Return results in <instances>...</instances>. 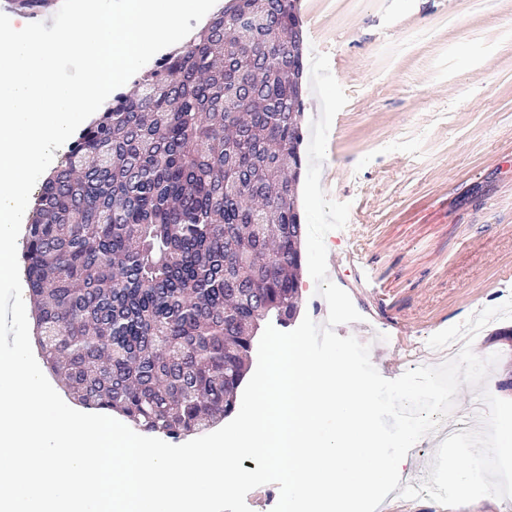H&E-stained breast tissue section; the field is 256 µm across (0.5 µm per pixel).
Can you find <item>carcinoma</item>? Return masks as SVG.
Segmentation results:
<instances>
[{
	"label": "carcinoma",
	"mask_w": 512,
	"mask_h": 512,
	"mask_svg": "<svg viewBox=\"0 0 512 512\" xmlns=\"http://www.w3.org/2000/svg\"><path fill=\"white\" fill-rule=\"evenodd\" d=\"M297 26V0H226L43 181L23 280L41 360L79 404L201 433L235 410L260 323L294 319Z\"/></svg>",
	"instance_id": "1"
}]
</instances>
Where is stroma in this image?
Wrapping results in <instances>:
<instances>
[{
    "label": "stroma",
    "instance_id": "1",
    "mask_svg": "<svg viewBox=\"0 0 512 512\" xmlns=\"http://www.w3.org/2000/svg\"><path fill=\"white\" fill-rule=\"evenodd\" d=\"M305 54H328L347 105L321 185L350 205L329 279L361 314L339 336L395 379L435 333L512 298V0H299ZM512 377V320L472 345Z\"/></svg>",
    "mask_w": 512,
    "mask_h": 512
}]
</instances>
